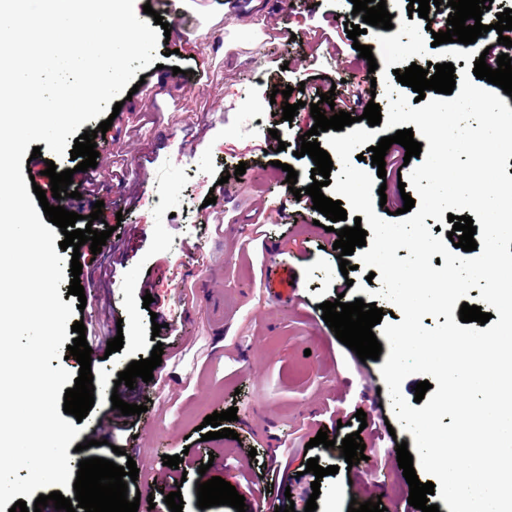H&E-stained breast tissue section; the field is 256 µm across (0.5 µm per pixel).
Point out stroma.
Masks as SVG:
<instances>
[{
	"instance_id": "obj_1",
	"label": "stroma",
	"mask_w": 512,
	"mask_h": 512,
	"mask_svg": "<svg viewBox=\"0 0 512 512\" xmlns=\"http://www.w3.org/2000/svg\"><path fill=\"white\" fill-rule=\"evenodd\" d=\"M226 0H180L179 12L164 13L170 26L185 25L182 38L159 44L156 65L144 68L145 82L121 108L98 142L99 163H112L126 182L104 181L105 198L138 196L132 215L145 235L110 253L125 234L116 212L103 209L105 226L115 227L108 249L90 254V270H112L107 293L110 322H121L124 344L107 359L94 360L91 371L101 393L83 418L79 440H98L95 452L113 456L117 465L134 460L139 469L129 491L139 492L138 512H170L164 501L175 487L165 480L164 456L187 448L180 463L186 480L180 487L182 512H235L221 505L199 510L196 482L200 465L244 495L246 504L260 498L254 484L271 470L279 478L271 488L278 506L293 503L304 512L315 499L316 512H348L353 485L368 500L391 507L409 497V485L395 458L384 449L412 441L403 428L388 432L393 410L377 360L360 361L325 324L321 305L334 300L341 284L337 251L324 248L327 233L313 211L302 224L256 225L255 207H274L286 198L280 179L283 165L297 171L298 187L311 184L312 163L294 156L291 145L314 121L301 107L290 122H276L273 89L299 87L301 81L358 83L368 76V62L347 47L336 56L321 55L307 69L316 33L346 39V24H358L350 4L336 0H278L277 15L249 6L225 11ZM286 150H279V142ZM275 149L276 164L265 158ZM245 164V174L235 172ZM224 179L222 201L208 203L209 190ZM206 240L197 257L189 245ZM305 241L307 251L293 272L306 303L273 300L263 283L269 245ZM152 295L144 304V295ZM160 332H153V323ZM162 343V363L155 381L117 385L128 364L149 358ZM122 400L144 405L143 413L123 416L113 409L109 387ZM236 408L229 427L235 438L203 440L207 415ZM365 421H356V411ZM326 431L341 440L360 432L371 454L348 466L336 447H309L310 438ZM121 455H113V447ZM320 466H338L337 474L315 479L309 458ZM320 495L312 497L311 484Z\"/></svg>"
}]
</instances>
